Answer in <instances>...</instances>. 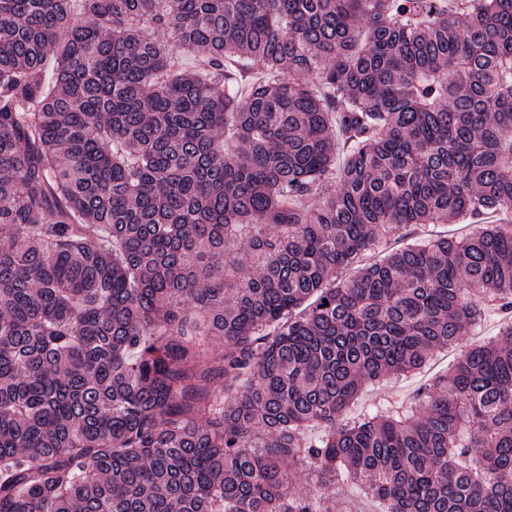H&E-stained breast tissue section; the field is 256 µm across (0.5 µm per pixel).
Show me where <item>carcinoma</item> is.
<instances>
[{
    "instance_id": "1",
    "label": "carcinoma",
    "mask_w": 512,
    "mask_h": 512,
    "mask_svg": "<svg viewBox=\"0 0 512 512\" xmlns=\"http://www.w3.org/2000/svg\"><path fill=\"white\" fill-rule=\"evenodd\" d=\"M502 210L512 0H0V512H512ZM477 224L472 223L469 217L458 218L453 224H421L407 228L409 233L399 241L400 245L418 243L426 240L452 237L461 231L473 229ZM500 327V317L496 312H490L484 319V322L476 329L477 336H464L460 347L447 357L446 360L438 362L437 360L443 355L441 351L430 369L412 377H393L389 376L380 381L367 382L362 392L352 407V412L357 414H372L375 412V406L383 399H401L407 400L412 397L420 385L433 374L448 370V366L453 362L459 354L461 346L469 344L479 338H489L496 336Z\"/></svg>"
}]
</instances>
